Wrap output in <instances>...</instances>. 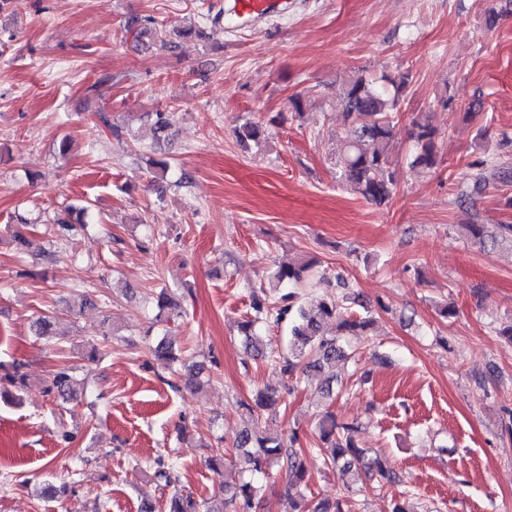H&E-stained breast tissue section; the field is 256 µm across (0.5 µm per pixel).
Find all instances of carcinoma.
<instances>
[{"label":"carcinoma","mask_w":512,"mask_h":512,"mask_svg":"<svg viewBox=\"0 0 512 512\" xmlns=\"http://www.w3.org/2000/svg\"><path fill=\"white\" fill-rule=\"evenodd\" d=\"M122 30L124 36L132 37L137 45L144 48L159 46L171 49L176 47L172 36L190 38L194 33L191 27L172 33L154 20L136 15L123 21ZM406 84L407 77L404 75L397 80L388 79L386 85L360 77L348 83L340 95L347 128L340 136L342 148L336 157L339 177L350 191L378 206L389 203L396 194L392 170V147L397 135L394 114L399 111L400 93ZM95 118V125L101 132L116 138L122 136V126L114 122L112 112L101 107L95 112ZM144 119L150 126L155 142L169 137L173 113L147 112ZM235 132L242 142H257L263 130L258 123L246 119L236 127ZM409 138L414 142L415 149L412 164L424 168L433 167L437 158V129L428 122H419L414 124ZM492 181L511 183L512 167L499 162L483 161L475 175L473 191L483 190ZM93 220H98L93 204L84 200L77 206H67L57 214L53 222L47 225L45 233L59 241H66L75 231ZM30 226L32 222L25 215H15V223L10 225L9 231L16 250L23 251L29 246L26 229ZM463 229L480 242L486 237L494 245L505 243L512 248V224H500L492 231L482 224H467ZM315 265V260L307 259L279 267L273 278L277 284L290 287V291L280 294L274 300L263 289L253 292V316L238 323L246 356L253 360L270 359L282 376L291 381L298 380L300 374L310 371L325 375L327 382L332 380L329 368L347 357L341 343L342 337L364 336L374 324L370 316L357 317L345 311L327 292L306 304L299 302L298 293L294 289L303 284L306 274ZM155 304L159 316L167 323L183 317L181 300L166 285L160 287ZM270 321L276 324L288 323L291 336L288 352L279 353L268 349L257 333V324ZM326 323L332 325L329 333L323 330ZM22 368L23 364L17 362L13 364V371L0 376V399L6 403L17 400V392L27 385L26 373ZM80 385L81 380L75 369L71 368L54 373L47 381V392L67 401L77 397V387ZM293 389L292 384H286L280 390L258 389L249 401L243 402L246 409L256 416V426L244 430L236 440L235 448L238 449L242 463V479L234 486L226 485L222 488V510L212 509L208 502L199 501L190 493H177L168 503V512H257L263 498L260 478L268 475V471L275 466L286 473V491L307 483V468L300 437L295 433H275L261 425L264 415L275 411L284 395ZM358 431L359 425L354 422L338 425L331 416H324L319 424L316 448L323 464L341 472L356 469L379 485L396 481L398 474L387 457H370L367 449L358 446ZM154 475L167 486L179 482L173 463L157 462ZM356 493L357 489L349 485L347 495L342 498H320L311 503L302 500L294 503L292 512H351L352 498Z\"/></svg>","instance_id":"obj_1"}]
</instances>
